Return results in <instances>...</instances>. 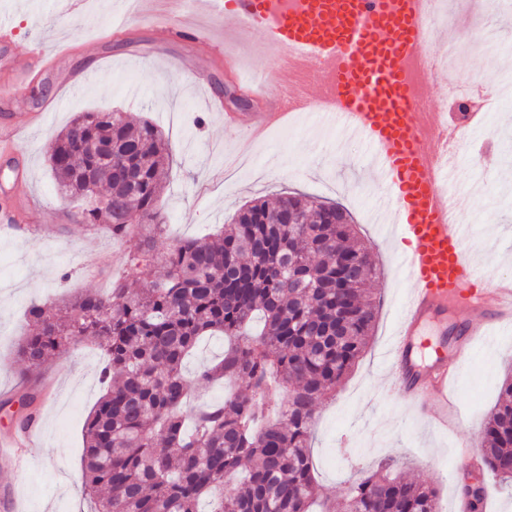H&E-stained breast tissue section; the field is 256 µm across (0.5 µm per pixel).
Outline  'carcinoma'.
Listing matches in <instances>:
<instances>
[{"label":"carcinoma","mask_w":512,"mask_h":512,"mask_svg":"<svg viewBox=\"0 0 512 512\" xmlns=\"http://www.w3.org/2000/svg\"><path fill=\"white\" fill-rule=\"evenodd\" d=\"M168 148L126 112L79 113L52 141L50 169L82 201L78 222L139 238L138 277L63 306L33 302L17 355L37 369L81 344L103 353L105 393L84 424L92 512H438L437 491L380 469L338 499L321 494L310 456L322 399L365 351L378 268L350 213L301 193L253 199L213 236L155 255ZM330 209L345 224H323ZM223 357L184 373L207 335ZM234 382L224 400L184 411L194 394ZM33 419L43 396L20 395ZM478 470L512 485V374L482 430Z\"/></svg>","instance_id":"obj_1"}]
</instances>
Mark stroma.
<instances>
[{
	"label": "stroma",
	"instance_id": "1",
	"mask_svg": "<svg viewBox=\"0 0 512 512\" xmlns=\"http://www.w3.org/2000/svg\"><path fill=\"white\" fill-rule=\"evenodd\" d=\"M457 12L459 37L428 44V54L440 57L464 48L466 76L507 92L487 117L488 128L498 134L495 144L482 146L480 130L464 136L454 186L460 195L476 196L462 223L470 242L479 246L477 264L491 274L512 276V83L498 67L499 60L512 59V11L477 14L461 6ZM114 13V0H85L76 10L67 0H0V19H9L17 31L16 53L34 46L53 52L66 45L70 52L61 66L87 76L73 91L58 89L54 77L44 74L21 95H0V124L16 126L46 99L57 102L47 125L21 134L23 179L0 171V209L24 211L32 197L40 205L21 229L0 228V433L14 429L18 406L13 398L25 383L47 386L38 417L42 444L30 449L25 470L0 472V493H12L19 512L87 509L82 428L104 390L102 357L88 346L47 361L26 379L17 344L31 302L101 292L111 277L130 272L127 260L136 254L137 240L115 243L106 233L76 223L79 203L60 194L46 154L77 113L119 110L159 126L172 155L160 199L167 231L156 240L157 253L178 239L214 232L255 198L298 192L348 207L382 269L374 284L382 303L364 354L335 396L320 405L311 442L316 477L323 493L336 498L349 481L376 470L380 461L400 459L408 465V476L436 488L439 512H462V475L454 468L455 457L464 444L471 452L479 450L473 438L512 362V326L496 329L493 340H475L450 389L456 407L448 412L447 431L430 429L388 390L385 354L395 340L411 282L399 268L396 215L367 143L317 113L302 112L255 141L248 158L240 159L243 132L225 127L223 115L209 111L206 100L223 98L222 85L235 71L250 77L268 73L272 61L264 43L243 35L231 19L213 22L215 38L238 57L233 68L185 39L156 45L152 22L134 16L127 19V34L113 36ZM478 25L507 35L473 47Z\"/></svg>",
	"mask_w": 512,
	"mask_h": 512
}]
</instances>
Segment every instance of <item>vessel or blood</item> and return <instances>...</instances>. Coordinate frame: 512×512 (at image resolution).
Wrapping results in <instances>:
<instances>
[{"mask_svg": "<svg viewBox=\"0 0 512 512\" xmlns=\"http://www.w3.org/2000/svg\"><path fill=\"white\" fill-rule=\"evenodd\" d=\"M197 7L234 17L261 33L276 54V82L287 86V98L268 100L253 119L228 112L224 122L246 128L251 138L278 126L290 114L285 101L316 109L319 101L312 85L331 93L332 112L342 125L366 141L397 204V231L408 243L400 259L412 288L404 304L396 344L387 361L390 385L431 424L448 426L451 402L448 388L455 380L460 360L436 345L429 362H422L426 329L447 326L449 312L464 310L461 349L487 335L490 325L512 321V282L493 279L478 287V272L461 225L448 221V205L441 183V168L462 140L467 114L431 113L422 126L417 113L406 106L414 97L405 71L408 60L421 57L430 38L422 0H193ZM143 19L156 23L158 42L183 36L208 55L218 47L199 36L184 17L160 20L161 0H132ZM15 31L0 23V70L10 76V89L24 90L37 66H50L52 55L33 49L27 55L12 53ZM310 70L312 81L289 76V65ZM440 406H427L431 395ZM40 431L39 424L4 436L0 434V464L23 470L28 450Z\"/></svg>", "mask_w": 512, "mask_h": 512, "instance_id": "obj_1", "label": "vessel or blood"}]
</instances>
